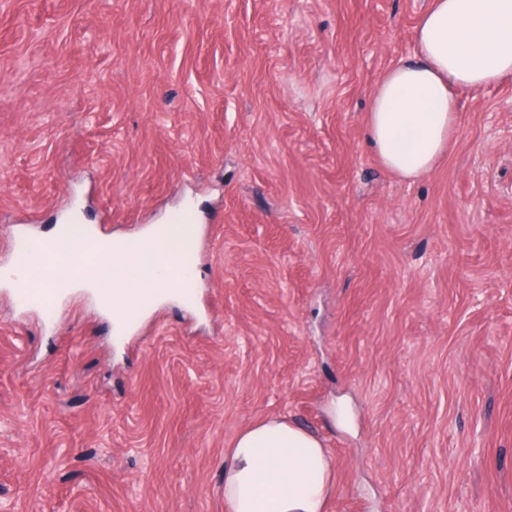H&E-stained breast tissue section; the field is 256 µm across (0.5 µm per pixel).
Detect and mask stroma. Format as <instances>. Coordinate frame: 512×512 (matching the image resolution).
<instances>
[{"label": "stroma", "instance_id": "1", "mask_svg": "<svg viewBox=\"0 0 512 512\" xmlns=\"http://www.w3.org/2000/svg\"><path fill=\"white\" fill-rule=\"evenodd\" d=\"M430 2L0 0V265L75 201L198 227L195 306L121 332L0 282V512H225L274 416L335 458L327 512H512V78L419 179L365 138Z\"/></svg>", "mask_w": 512, "mask_h": 512}]
</instances>
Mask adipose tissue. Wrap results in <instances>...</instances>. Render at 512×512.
<instances>
[{"label":"adipose tissue","mask_w":512,"mask_h":512,"mask_svg":"<svg viewBox=\"0 0 512 512\" xmlns=\"http://www.w3.org/2000/svg\"><path fill=\"white\" fill-rule=\"evenodd\" d=\"M512 76V0H432L415 32L412 56L389 68L370 96L367 140L382 165L416 179L453 143L455 93ZM82 236L63 229L51 246L68 271L62 284L101 300L121 295V312L175 287L172 261L197 246L192 224L152 225L143 235L107 241L99 261L74 267ZM336 464L319 437L284 418L240 431L224 451L226 512H326Z\"/></svg>","instance_id":"obj_1"}]
</instances>
